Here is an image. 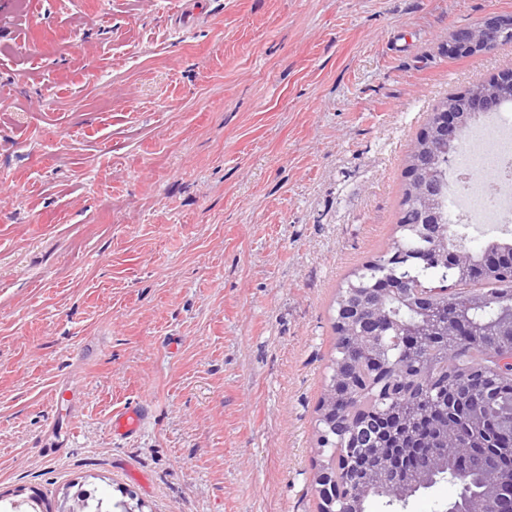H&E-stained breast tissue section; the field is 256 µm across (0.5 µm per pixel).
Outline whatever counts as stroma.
<instances>
[{
	"label": "stroma",
	"instance_id": "obj_1",
	"mask_svg": "<svg viewBox=\"0 0 512 512\" xmlns=\"http://www.w3.org/2000/svg\"><path fill=\"white\" fill-rule=\"evenodd\" d=\"M512 0H0V500L319 512L336 296ZM146 403L134 434L113 411ZM509 25L508 20L495 15L486 17L477 25L456 30L448 39V54L457 52H473L476 55L484 54L495 48V43L490 41L488 34L491 31H502ZM499 44L512 42V29L500 32Z\"/></svg>",
	"mask_w": 512,
	"mask_h": 512
}]
</instances>
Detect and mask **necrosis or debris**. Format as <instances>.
Masks as SVG:
<instances>
[{
    "instance_id": "necrosis-or-debris-1",
    "label": "necrosis or debris",
    "mask_w": 512,
    "mask_h": 512,
    "mask_svg": "<svg viewBox=\"0 0 512 512\" xmlns=\"http://www.w3.org/2000/svg\"><path fill=\"white\" fill-rule=\"evenodd\" d=\"M496 175L486 186L481 175ZM448 221L484 224L490 231L512 222V108L482 115L471 126L448 169L445 190Z\"/></svg>"
}]
</instances>
